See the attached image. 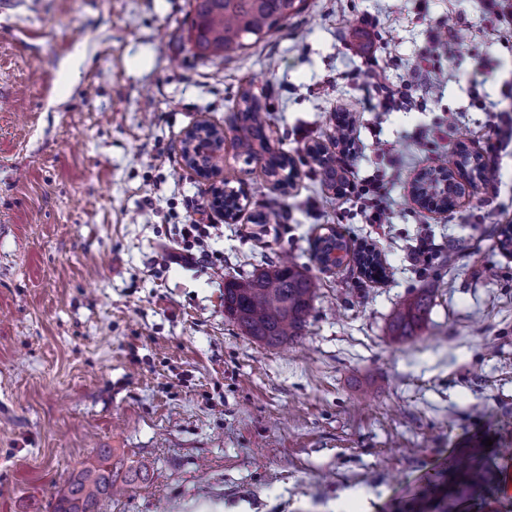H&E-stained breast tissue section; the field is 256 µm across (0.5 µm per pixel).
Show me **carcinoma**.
<instances>
[{"label": "carcinoma", "mask_w": 512, "mask_h": 512, "mask_svg": "<svg viewBox=\"0 0 512 512\" xmlns=\"http://www.w3.org/2000/svg\"><path fill=\"white\" fill-rule=\"evenodd\" d=\"M193 17L188 40L201 57H220L269 40L282 23L304 9V0H189ZM238 110L237 147L245 160L264 161L268 176L283 184L280 172L292 165L288 155L270 151L266 134V109L247 92ZM215 151L209 135L198 136L184 146L193 160L207 168ZM440 183L430 177L417 186L424 205L439 201ZM317 283L294 261L281 262L245 277L224 282V313L246 336L269 347L298 341L304 336L313 309ZM434 289L426 288L401 305L390 323L391 338L405 342L422 330L433 300ZM117 477L112 453L102 451L97 459L72 473L58 496L54 512H100V501L112 496Z\"/></svg>", "instance_id": "obj_1"}]
</instances>
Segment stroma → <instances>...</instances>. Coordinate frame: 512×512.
Here are the masks:
<instances>
[{
    "label": "stroma",
    "instance_id": "stroma-1",
    "mask_svg": "<svg viewBox=\"0 0 512 512\" xmlns=\"http://www.w3.org/2000/svg\"><path fill=\"white\" fill-rule=\"evenodd\" d=\"M190 20L188 0L0 10V512H52L102 448L146 470L105 512H512V254L493 233L512 224V27L482 0H307L276 38L202 59ZM462 28L425 89L429 32ZM415 67L413 108L368 111L369 70ZM246 90L300 170L352 114L358 177H398L386 223L320 176L283 190L240 157ZM201 123L224 131L210 179L182 157ZM439 125L496 167L445 211L412 197ZM221 186L235 223L212 205ZM270 210L279 223L253 224ZM193 220L218 227L196 268L171 258ZM332 228L373 245L383 277L322 268L312 244ZM425 235L443 256L420 269ZM286 255L319 288L304 336L270 348L225 316L224 283ZM434 281L422 331L393 342L394 312ZM471 455L474 486L448 473Z\"/></svg>",
    "mask_w": 512,
    "mask_h": 512
}]
</instances>
